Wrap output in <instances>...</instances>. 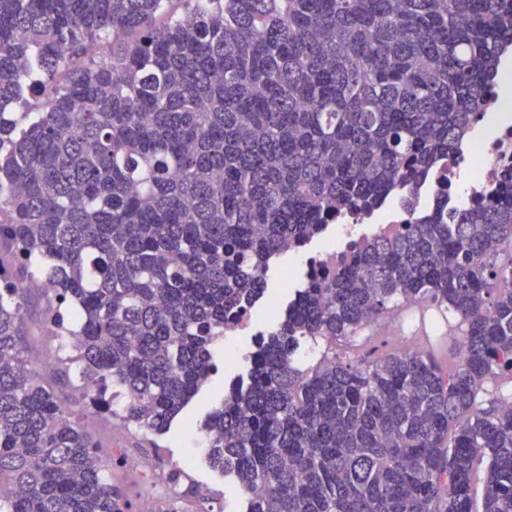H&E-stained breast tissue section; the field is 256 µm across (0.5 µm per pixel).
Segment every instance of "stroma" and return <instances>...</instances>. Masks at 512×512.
Instances as JSON below:
<instances>
[{
	"label": "stroma",
	"mask_w": 512,
	"mask_h": 512,
	"mask_svg": "<svg viewBox=\"0 0 512 512\" xmlns=\"http://www.w3.org/2000/svg\"><path fill=\"white\" fill-rule=\"evenodd\" d=\"M46 295V290L41 288L30 291L29 308L25 315L24 355L37 377L52 385L57 397L72 416L107 447L108 452L103 455L102 461L113 480L131 485L141 473L139 463L143 461L146 451L142 448H128L129 438L124 427L110 417L93 413L81 390L77 366L60 364V357L70 352L69 342L67 338L57 337L54 327L44 317ZM396 316L389 334H379L376 328L369 327L358 335L337 341V356L372 361L409 348L422 347L434 355L444 372L453 370L458 361L452 344L454 332L436 310L405 307L397 311ZM250 350V342L241 343L237 350L235 368H219L204 386L200 399L174 421L169 434L158 439L159 444L165 448L170 464L184 469L197 485L209 490L213 512H244L246 504L242 496L232 493L226 479L206 465L205 448L197 422L203 417L208 401L225 395L235 372L245 370V357ZM121 447L127 448L128 456L124 464L118 465L111 451Z\"/></svg>",
	"instance_id": "stroma-1"
}]
</instances>
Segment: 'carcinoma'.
<instances>
[{"mask_svg":"<svg viewBox=\"0 0 512 512\" xmlns=\"http://www.w3.org/2000/svg\"><path fill=\"white\" fill-rule=\"evenodd\" d=\"M169 2L0 0V251L45 264L90 404L145 437L217 371L286 244L406 201L512 51V0H184L160 25ZM409 212L304 284L199 421L245 512H512V394L478 401L512 381V170L484 202ZM26 291L0 261V512H136L28 367ZM413 304L457 319L453 373L336 358ZM156 477L164 512H209L183 469Z\"/></svg>","mask_w":512,"mask_h":512,"instance_id":"obj_1","label":"carcinoma"}]
</instances>
